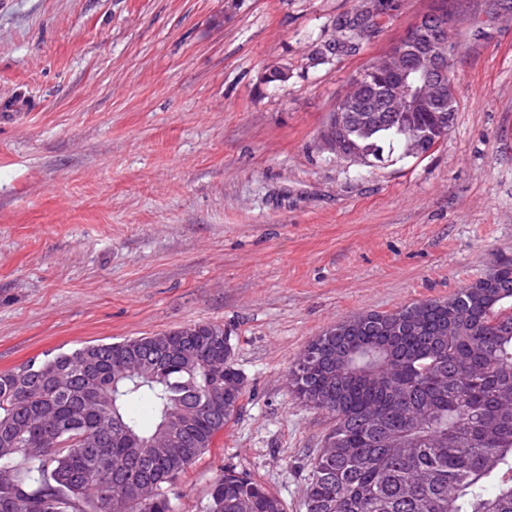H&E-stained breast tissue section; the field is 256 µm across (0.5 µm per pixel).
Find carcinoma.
I'll use <instances>...</instances> for the list:
<instances>
[{
  "label": "carcinoma",
  "instance_id": "carcinoma-1",
  "mask_svg": "<svg viewBox=\"0 0 512 512\" xmlns=\"http://www.w3.org/2000/svg\"><path fill=\"white\" fill-rule=\"evenodd\" d=\"M349 136L348 150L375 168L439 133L434 113L413 112ZM195 329L1 372L0 512H174L169 487L244 391L224 329ZM288 379L334 421L332 449L311 462L305 512H512V260L486 285L337 322ZM203 512L285 509L261 483L226 470Z\"/></svg>",
  "mask_w": 512,
  "mask_h": 512
}]
</instances>
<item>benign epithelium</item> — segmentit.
Returning a JSON list of instances; mask_svg holds the SVG:
<instances>
[{"mask_svg":"<svg viewBox=\"0 0 512 512\" xmlns=\"http://www.w3.org/2000/svg\"><path fill=\"white\" fill-rule=\"evenodd\" d=\"M457 18L451 10L436 8L419 15L403 43L356 76L336 101L329 128L336 135L323 137L325 148L337 159L361 167L364 162L342 150L345 126L357 120L371 124L383 113L453 111L452 82L448 79V29ZM417 59L423 67H412Z\"/></svg>","mask_w":512,"mask_h":512,"instance_id":"7a95c632","label":"benign epithelium"}]
</instances>
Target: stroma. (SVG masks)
<instances>
[{
  "label": "stroma",
  "instance_id": "1",
  "mask_svg": "<svg viewBox=\"0 0 512 512\" xmlns=\"http://www.w3.org/2000/svg\"><path fill=\"white\" fill-rule=\"evenodd\" d=\"M392 3L317 65L337 19L376 0H0V372L223 327L245 392L175 512H201L228 469L303 512L333 420L289 366L341 319L512 259L507 0H467L453 27L457 112L429 153L365 169L322 144L351 79L430 0Z\"/></svg>",
  "mask_w": 512,
  "mask_h": 512
}]
</instances>
